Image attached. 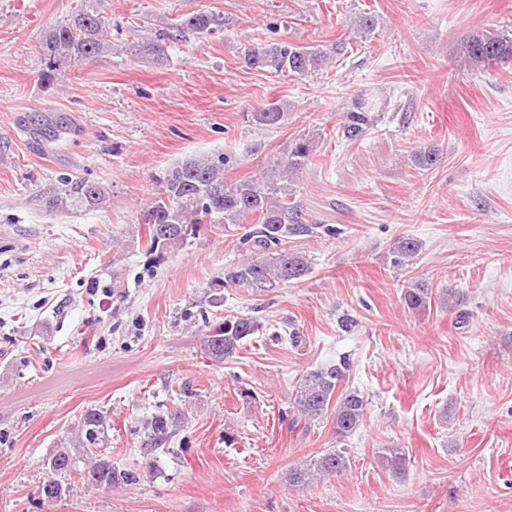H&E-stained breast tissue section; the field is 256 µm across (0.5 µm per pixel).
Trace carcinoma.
<instances>
[{"instance_id": "obj_1", "label": "carcinoma", "mask_w": 512, "mask_h": 512, "mask_svg": "<svg viewBox=\"0 0 512 512\" xmlns=\"http://www.w3.org/2000/svg\"><path fill=\"white\" fill-rule=\"evenodd\" d=\"M218 24L216 16L200 11L175 24L166 32L146 36L134 30L132 38L120 52L141 61L162 64L169 60L170 50L189 34H204ZM111 22L101 9V0H79L65 18L46 27L39 40V54L56 66L65 63L77 66L85 60L112 50ZM343 42L331 47L305 46L282 40H261L244 50L243 63L250 69L276 74L307 75L318 70L333 55H340ZM463 53L476 66L486 70L512 60V35L494 29L472 32L463 43ZM283 107L274 101L262 110L252 112L248 121L258 126H273L280 122ZM347 137L354 139L368 124L363 112L347 114ZM314 140L303 135L293 140L282 156L269 167L236 182L224 180V172L233 165L229 155L212 158L189 157L164 171L157 178L153 200L143 209L137 224V236L143 237L148 254L159 257L188 244L207 224H253L255 228L241 237L245 258L224 270L223 286L251 288L263 291L278 283L299 280L309 275L312 262L307 255L293 249L289 243L318 235L322 225L306 217L297 200L294 176L313 162ZM441 160L439 150L430 148L411 154L412 164L429 170ZM105 199L100 183L82 179H65L59 193L48 201L51 210L77 206L92 211ZM169 227L168 236L161 238L154 225ZM422 243L413 237H402L393 246L391 263L404 268L421 251ZM402 299L411 310H423L432 300L450 309L458 305L456 295L445 290L433 296L432 289L419 280L410 279L402 289ZM260 323L252 316L226 315L209 325L202 337L209 358L217 363L233 358L243 342L258 333ZM344 365H334L307 372L294 397L293 421L306 424L327 412H333L336 438L343 440L354 432L363 420L365 401L356 391L340 389ZM112 423L96 410L87 411L80 422L78 447L94 455L104 447ZM379 464L393 477L405 476L409 464L406 450L388 445L376 451ZM49 472L41 493L56 499L65 492L60 477L71 468L68 452H57L47 463ZM350 467L343 450L336 449L309 465L288 471V482L303 486L319 476H339ZM87 484L97 490L116 485H132L139 480L135 470L118 471L104 458L89 465L83 475Z\"/></svg>"}]
</instances>
